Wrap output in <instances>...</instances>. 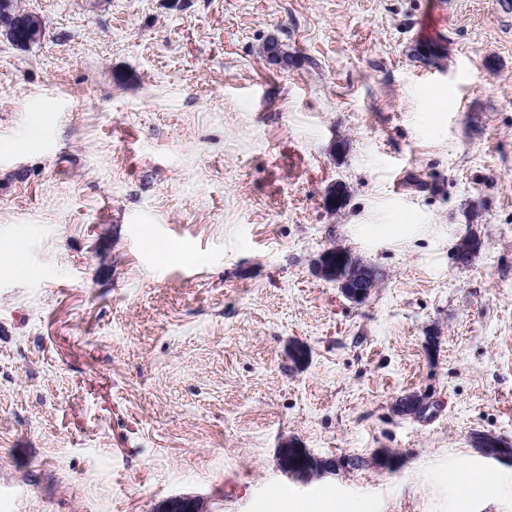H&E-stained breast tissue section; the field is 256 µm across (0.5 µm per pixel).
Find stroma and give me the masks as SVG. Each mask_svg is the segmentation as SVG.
I'll list each match as a JSON object with an SVG mask.
<instances>
[{"label":"stroma","mask_w":512,"mask_h":512,"mask_svg":"<svg viewBox=\"0 0 512 512\" xmlns=\"http://www.w3.org/2000/svg\"><path fill=\"white\" fill-rule=\"evenodd\" d=\"M434 2L18 0L46 37L0 41V512H512L475 446L512 440V16ZM289 439L363 464L288 480ZM315 272L322 279H327L336 273L342 293L354 303L365 302L370 297L372 289L375 288L376 274L374 271L365 265L359 267L352 263L348 267L345 262H332L329 248L324 250L316 260Z\"/></svg>","instance_id":"stroma-1"}]
</instances>
